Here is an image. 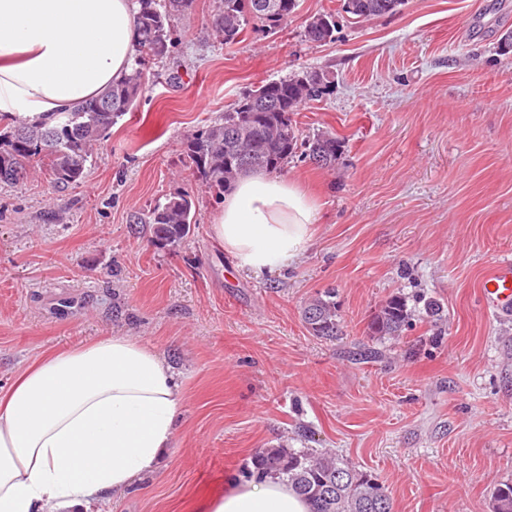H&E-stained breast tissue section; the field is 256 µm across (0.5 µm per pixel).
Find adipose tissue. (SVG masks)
<instances>
[{
    "mask_svg": "<svg viewBox=\"0 0 512 512\" xmlns=\"http://www.w3.org/2000/svg\"><path fill=\"white\" fill-rule=\"evenodd\" d=\"M133 0H0V117L67 112L128 72ZM318 206L297 181L251 172L210 226L255 276L298 262ZM182 395L153 347L106 336L55 350L0 397V512H88L170 453ZM207 512H310L286 481H230Z\"/></svg>",
    "mask_w": 512,
    "mask_h": 512,
    "instance_id": "adipose-tissue-1",
    "label": "adipose tissue"
}]
</instances>
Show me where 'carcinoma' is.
Instances as JSON below:
<instances>
[{
  "instance_id": "1",
  "label": "carcinoma",
  "mask_w": 512,
  "mask_h": 512,
  "mask_svg": "<svg viewBox=\"0 0 512 512\" xmlns=\"http://www.w3.org/2000/svg\"><path fill=\"white\" fill-rule=\"evenodd\" d=\"M138 34L130 71L98 98L70 112L43 114L35 119L0 121V183L14 184L27 175L32 163H42L58 187L82 182L93 151L128 112L147 88V73L170 57L176 17L192 10L194 0H135ZM405 0H344L345 12L361 19L393 14ZM256 20L268 31L283 26L281 18L258 13L253 0H215L211 29L224 42L240 41L246 26ZM332 14L312 17L304 36L311 42L334 39ZM324 76L316 71L268 81L243 97L217 120L188 134L183 155L196 176L209 189L221 193L241 175L252 171L274 173L307 147L306 156L316 164L331 166L342 148L335 135L325 131L302 141L295 115L301 106L323 96ZM155 241L176 248L196 224L190 196L173 195L157 202L143 214ZM335 290L309 298L302 309L308 331L319 338L334 339L341 332ZM411 319L402 298L385 302L368 324L376 340L397 336ZM248 476L278 475L311 505V512H393L385 486L372 474L335 455L313 448L295 450L284 446L262 448L251 459ZM495 512H512V483L494 492Z\"/></svg>"
}]
</instances>
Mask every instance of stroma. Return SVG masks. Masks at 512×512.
<instances>
[{"instance_id":"35a3bbf8","label":"stroma","mask_w":512,"mask_h":512,"mask_svg":"<svg viewBox=\"0 0 512 512\" xmlns=\"http://www.w3.org/2000/svg\"><path fill=\"white\" fill-rule=\"evenodd\" d=\"M342 5L299 0L278 33L252 22L227 45L211 32L214 0H195L174 22L171 63L81 184L56 189L35 165L0 185V393L44 353L112 335L156 347L182 390L171 457L98 512H197L280 444L371 472L393 512H494L495 487L512 482V316L480 297L512 258V0H405L366 21ZM324 12L334 41H308ZM302 71L328 87L298 113L303 137L328 131L343 147L333 167L297 156L282 168L320 221L299 263L257 278L212 237L223 197L181 142ZM176 193L197 224L163 248L131 218ZM331 288L342 332L326 340L301 311ZM394 295L412 319L372 340Z\"/></svg>"}]
</instances>
